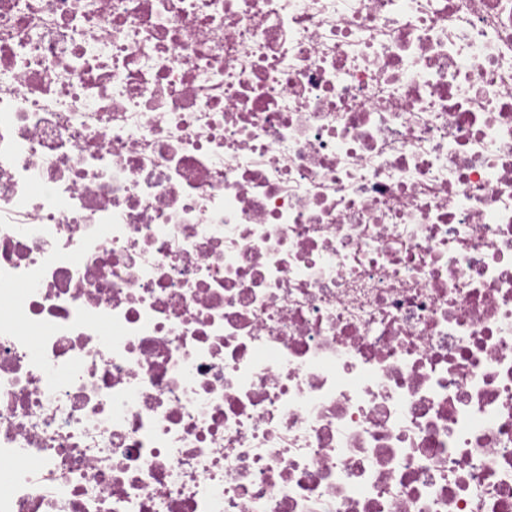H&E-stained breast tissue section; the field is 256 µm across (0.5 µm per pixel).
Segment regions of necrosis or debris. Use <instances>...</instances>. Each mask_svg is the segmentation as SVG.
<instances>
[{
	"label": "necrosis or debris",
	"mask_w": 512,
	"mask_h": 512,
	"mask_svg": "<svg viewBox=\"0 0 512 512\" xmlns=\"http://www.w3.org/2000/svg\"><path fill=\"white\" fill-rule=\"evenodd\" d=\"M0 512H512V0H0Z\"/></svg>",
	"instance_id": "4bbe7bcc"
}]
</instances>
